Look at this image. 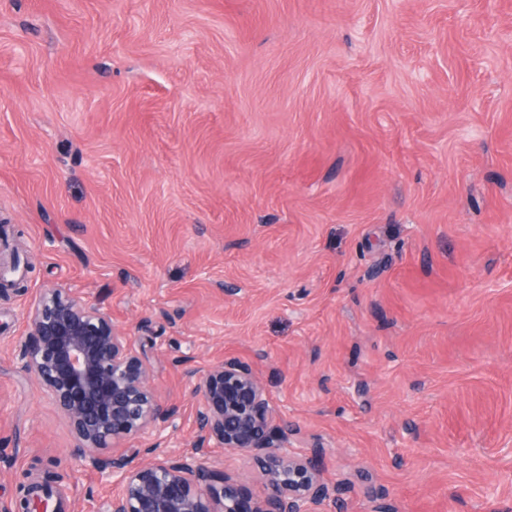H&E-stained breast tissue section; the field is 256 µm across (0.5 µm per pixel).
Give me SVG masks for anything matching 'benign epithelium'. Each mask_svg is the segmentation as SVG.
Instances as JSON below:
<instances>
[{
    "label": "benign epithelium",
    "mask_w": 512,
    "mask_h": 512,
    "mask_svg": "<svg viewBox=\"0 0 512 512\" xmlns=\"http://www.w3.org/2000/svg\"><path fill=\"white\" fill-rule=\"evenodd\" d=\"M28 337L21 349L26 371L69 421L74 453L112 479L119 491L102 512H336L345 487L321 479V459L286 451L288 432L272 425L261 381L238 358H227L200 375L195 451L140 463L109 450L148 431L161 448L174 409L150 384L151 361L131 337L94 302L64 288H46L26 310ZM252 453L265 477L264 493L253 496L232 476L202 461L210 442Z\"/></svg>",
    "instance_id": "1"
}]
</instances>
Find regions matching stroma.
<instances>
[{"mask_svg": "<svg viewBox=\"0 0 512 512\" xmlns=\"http://www.w3.org/2000/svg\"><path fill=\"white\" fill-rule=\"evenodd\" d=\"M0 508L112 483L23 368L46 288L152 359L236 357L342 512H512V0H0ZM211 469L264 479L211 447Z\"/></svg>", "mask_w": 512, "mask_h": 512, "instance_id": "stroma-1", "label": "stroma"}]
</instances>
